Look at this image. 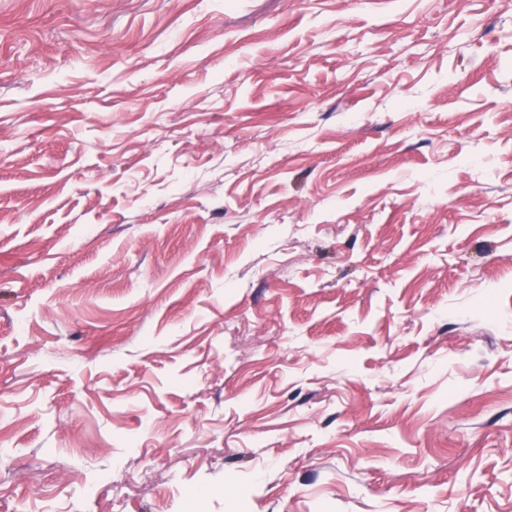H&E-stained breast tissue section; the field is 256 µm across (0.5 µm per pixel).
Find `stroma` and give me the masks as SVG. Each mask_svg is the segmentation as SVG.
<instances>
[{"label": "stroma", "mask_w": 512, "mask_h": 512, "mask_svg": "<svg viewBox=\"0 0 512 512\" xmlns=\"http://www.w3.org/2000/svg\"><path fill=\"white\" fill-rule=\"evenodd\" d=\"M0 512H512V0H0Z\"/></svg>", "instance_id": "1"}]
</instances>
